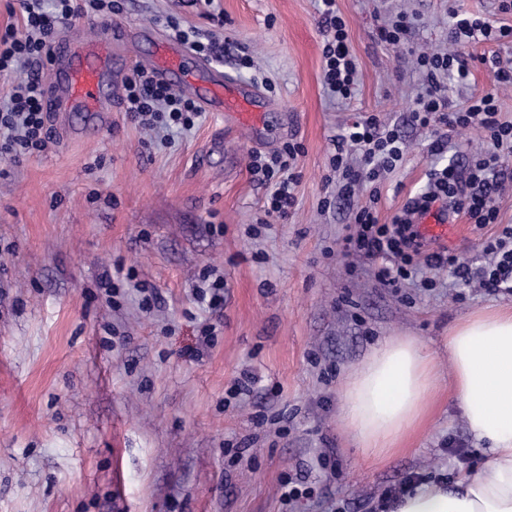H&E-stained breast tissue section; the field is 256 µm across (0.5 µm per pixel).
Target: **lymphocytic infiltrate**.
Returning <instances> with one entry per match:
<instances>
[{"label": "lymphocytic infiltrate", "instance_id": "obj_1", "mask_svg": "<svg viewBox=\"0 0 512 512\" xmlns=\"http://www.w3.org/2000/svg\"><path fill=\"white\" fill-rule=\"evenodd\" d=\"M322 4L324 83L337 98L348 99L356 91L357 63L336 0H322ZM19 7L22 27L9 25L0 30V73L22 75L9 100L0 104V157L13 161L43 152L53 138L44 106L42 70L52 57L59 31L79 19L108 17L122 10L120 0H19ZM449 15L448 39L454 51H420L414 55V69L422 77L424 91L417 97L412 119L426 128H479L487 146L477 153L467 174H460L450 164L431 168L425 191L410 197L390 223H380L374 205L356 206L344 244L347 253L370 260L375 279L388 288L400 287L426 265L448 269L458 284L475 282L485 291L497 292L512 288L511 225L484 240L488 261L474 269L445 251L424 253L413 222L416 214L437 203L452 213H465L476 227L496 223L495 198L506 179L502 159L512 154V123L500 120L498 108L500 88H512V57H481V64L493 71L496 87L471 97L467 106H455L444 86L450 75L468 76L472 60L468 46L480 42L511 45L512 24L495 25L456 9ZM121 100L130 118L149 130L188 131L202 116L189 96L143 67L135 68L126 79ZM301 151V144L289 143L268 155L250 153L248 169L254 181L270 189L266 215L284 218L294 207L295 163ZM404 152L398 128L383 127L373 115L355 118L336 140L330 160L333 170L344 177L340 194L354 198L361 186L393 171Z\"/></svg>", "mask_w": 512, "mask_h": 512}]
</instances>
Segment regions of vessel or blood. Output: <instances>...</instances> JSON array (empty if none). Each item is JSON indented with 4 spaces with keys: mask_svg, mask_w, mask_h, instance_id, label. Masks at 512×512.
<instances>
[{
    "mask_svg": "<svg viewBox=\"0 0 512 512\" xmlns=\"http://www.w3.org/2000/svg\"><path fill=\"white\" fill-rule=\"evenodd\" d=\"M124 31L107 27L95 42L57 40L53 72L47 84V104L52 112H78L88 127H102L112 119L113 47L125 44ZM158 59L154 70L160 80L181 72L192 74L194 60L187 47L165 39L157 40ZM258 91L230 75L215 74L205 85L203 105L224 114L227 121L256 132L264 124L257 102ZM425 237L443 243L451 232L447 218L438 209L415 219Z\"/></svg>",
    "mask_w": 512,
    "mask_h": 512,
    "instance_id": "vessel-or-blood-1",
    "label": "vessel or blood"
}]
</instances>
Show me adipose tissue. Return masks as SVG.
Masks as SVG:
<instances>
[{
	"instance_id": "adipose-tissue-1",
	"label": "adipose tissue",
	"mask_w": 512,
	"mask_h": 512,
	"mask_svg": "<svg viewBox=\"0 0 512 512\" xmlns=\"http://www.w3.org/2000/svg\"><path fill=\"white\" fill-rule=\"evenodd\" d=\"M449 388L488 459L457 489L434 481L396 501L392 512H512V308L473 313L448 331ZM434 352L408 336L384 339L350 372L339 414L368 456L403 451L432 412Z\"/></svg>"
}]
</instances>
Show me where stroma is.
Segmentation results:
<instances>
[{
    "label": "stroma",
    "mask_w": 512,
    "mask_h": 512,
    "mask_svg": "<svg viewBox=\"0 0 512 512\" xmlns=\"http://www.w3.org/2000/svg\"><path fill=\"white\" fill-rule=\"evenodd\" d=\"M496 0H336L358 63L351 99L323 84L320 0H125L116 23L168 36L166 14L224 45L215 66L270 100L259 137L204 112L161 140L116 108L109 126L53 125L40 154L0 159V512H377L387 491L428 479L455 484L486 459L449 387L448 329L512 293L455 285L447 269L382 287L343 239L353 204L378 193L380 223L427 184L432 166L467 171L480 131H449L430 152V130L411 123L420 77L380 44L385 15H417L416 46L449 48L448 10L512 23ZM493 43L469 46L452 98L491 90L479 63ZM398 127L402 163L354 201L338 196L333 141L351 117ZM298 142L296 206L264 216L268 194L248 155ZM330 207H323V199ZM499 221L464 224L449 251L484 264L482 241L512 225V190ZM223 275L224 304L197 302L204 270ZM126 271L157 288L141 310L127 289L111 303L102 275ZM216 325L213 344L203 330ZM413 336L438 355L430 418L400 454L365 458L340 420V386L388 336ZM249 392L231 397L243 375ZM292 479L298 500L280 498Z\"/></svg>",
    "instance_id": "stroma-1"
}]
</instances>
